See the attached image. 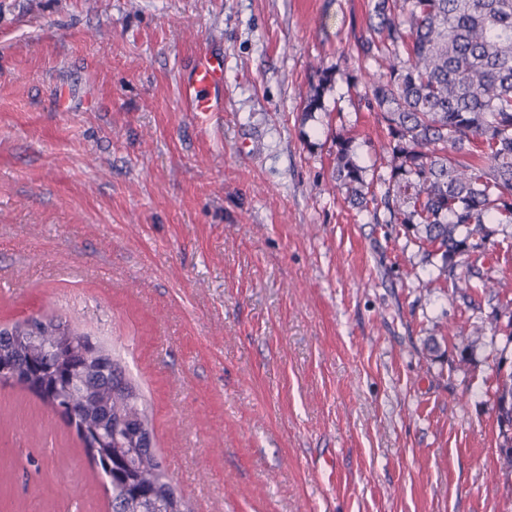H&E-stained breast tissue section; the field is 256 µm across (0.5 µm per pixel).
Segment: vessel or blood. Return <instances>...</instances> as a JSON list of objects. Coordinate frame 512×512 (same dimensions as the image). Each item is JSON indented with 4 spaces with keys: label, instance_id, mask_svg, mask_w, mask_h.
<instances>
[{
    "label": "vessel or blood",
    "instance_id": "b4317fda",
    "mask_svg": "<svg viewBox=\"0 0 512 512\" xmlns=\"http://www.w3.org/2000/svg\"><path fill=\"white\" fill-rule=\"evenodd\" d=\"M224 85V62L207 49L197 51L191 73L182 85V101L189 112H218Z\"/></svg>",
    "mask_w": 512,
    "mask_h": 512
}]
</instances>
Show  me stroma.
<instances>
[{
	"label": "stroma",
	"instance_id": "stroma-1",
	"mask_svg": "<svg viewBox=\"0 0 512 512\" xmlns=\"http://www.w3.org/2000/svg\"><path fill=\"white\" fill-rule=\"evenodd\" d=\"M370 0H0V327L52 314L110 349L193 512H512L497 366L512 238L458 288L331 181L386 132L319 69ZM224 110L185 111L199 48ZM0 512H111L73 428L0 387ZM341 75L345 82L353 88L359 85V78L350 71L340 73V69L330 67L322 69L319 75L318 83L310 86L309 92L304 100L303 111L305 115H311L312 112L322 110L323 98L325 93L332 88L335 83L336 76ZM477 261L478 257L471 262L472 270L470 271V276L460 281L461 285H456L458 288H466L472 291H481L482 293L492 294L494 292V288H496V282L491 276L481 273L479 268H477Z\"/></svg>",
	"mask_w": 512,
	"mask_h": 512
}]
</instances>
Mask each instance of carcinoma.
<instances>
[{
    "instance_id": "1",
    "label": "carcinoma",
    "mask_w": 512,
    "mask_h": 512,
    "mask_svg": "<svg viewBox=\"0 0 512 512\" xmlns=\"http://www.w3.org/2000/svg\"><path fill=\"white\" fill-rule=\"evenodd\" d=\"M358 55L378 65L361 97L385 124L389 176L381 192L357 161L355 137L333 134L331 180L347 202L398 224L448 280L457 255H475L512 228V0H372L356 39ZM321 70L303 111L323 108L336 76ZM461 287L493 293L495 280L471 262ZM0 365L9 386L36 396L73 428L106 480L112 512H191L154 448L148 405L110 351L55 316L0 328ZM497 422L503 464L512 467V372L499 377Z\"/></svg>"
}]
</instances>
